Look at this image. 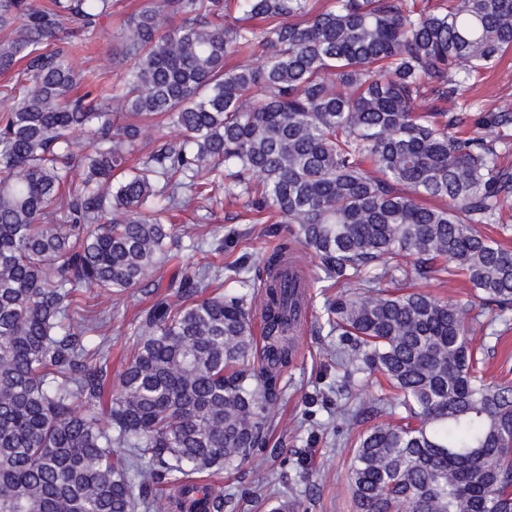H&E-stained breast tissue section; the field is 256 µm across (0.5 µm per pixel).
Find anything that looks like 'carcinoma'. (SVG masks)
<instances>
[{
    "label": "carcinoma",
    "mask_w": 512,
    "mask_h": 512,
    "mask_svg": "<svg viewBox=\"0 0 512 512\" xmlns=\"http://www.w3.org/2000/svg\"><path fill=\"white\" fill-rule=\"evenodd\" d=\"M111 10L0 0V512H139L159 485L183 512H224L232 494L195 475L267 446L303 303L277 271L298 245L342 289L325 303L337 382L378 372L396 392L357 434L355 512H512V383L486 379L468 338L478 301L512 325V248L482 230H512V168L505 138L442 106L512 50V0H156L128 18L131 65L101 87L64 44L68 24L92 34ZM257 42L265 67L226 64ZM428 93L438 105L415 111ZM156 118L184 136L128 166ZM226 199L290 235L237 273L242 290L204 296L218 272L203 265L157 297L112 388L110 311L83 294L148 282L174 246L161 214ZM448 275L472 299L400 287ZM269 486L255 499L299 512Z\"/></svg>",
    "instance_id": "carcinoma-1"
}]
</instances>
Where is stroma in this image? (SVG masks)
Listing matches in <instances>:
<instances>
[{
  "instance_id": "1",
  "label": "stroma",
  "mask_w": 512,
  "mask_h": 512,
  "mask_svg": "<svg viewBox=\"0 0 512 512\" xmlns=\"http://www.w3.org/2000/svg\"><path fill=\"white\" fill-rule=\"evenodd\" d=\"M145 2L113 0L111 16L103 19L95 33L85 35L84 46L70 54L72 65L83 72L106 73L110 78L119 74L123 69L118 59L120 27ZM447 108L467 113L475 123L493 113H512V52L495 71L474 77L461 87L449 99ZM238 212V207L227 205L206 217L190 210L175 219L174 233L180 243L154 277L159 293H167L173 280L205 263L222 267L230 288L235 285L231 267L237 260L261 265L276 239L265 233L263 225L240 221ZM201 221L206 223L209 234L206 243L197 248L184 237L183 231ZM218 242L223 245L219 252L213 249ZM296 259L311 284L310 320L296 344V357L286 376L284 400L271 413L270 443L232 469L199 475L201 482L233 492L234 499L224 512H259L253 499L259 475L282 473L292 479L300 512H354L347 474L352 455L350 444L356 433L337 420L336 412L346 404L390 396L383 387V377L377 373L337 391L336 338L323 328L320 318L324 302L335 297L336 291L320 282L319 261L313 253L298 250ZM152 301V294L135 288L127 303L113 305L107 331L112 341L113 370H120L123 358L134 349L135 313ZM469 339L483 354L487 376L512 380V330L497 340L477 330L470 333Z\"/></svg>"
}]
</instances>
